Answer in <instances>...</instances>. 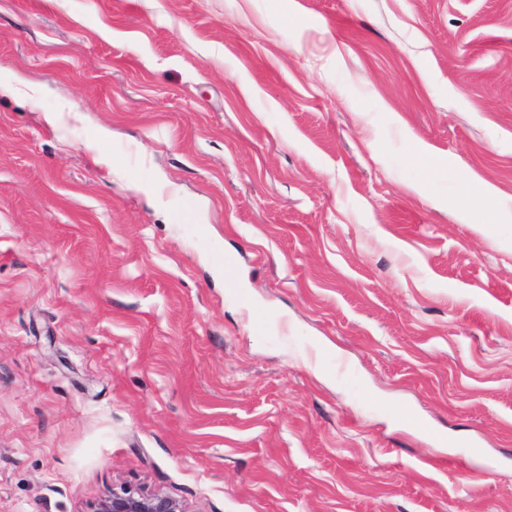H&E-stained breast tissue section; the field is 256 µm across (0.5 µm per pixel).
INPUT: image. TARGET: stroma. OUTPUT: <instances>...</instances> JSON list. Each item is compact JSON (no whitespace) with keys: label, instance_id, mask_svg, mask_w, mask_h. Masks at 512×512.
<instances>
[{"label":"stroma","instance_id":"obj_1","mask_svg":"<svg viewBox=\"0 0 512 512\" xmlns=\"http://www.w3.org/2000/svg\"><path fill=\"white\" fill-rule=\"evenodd\" d=\"M18 76L0 512H512V0H0ZM45 121L48 125L57 130H64L68 126V120L72 119L76 122H82L80 112L74 111L68 103H62L58 109L44 114ZM98 512H183L173 499L162 496H142L131 488L112 490L99 504Z\"/></svg>","mask_w":512,"mask_h":512}]
</instances>
